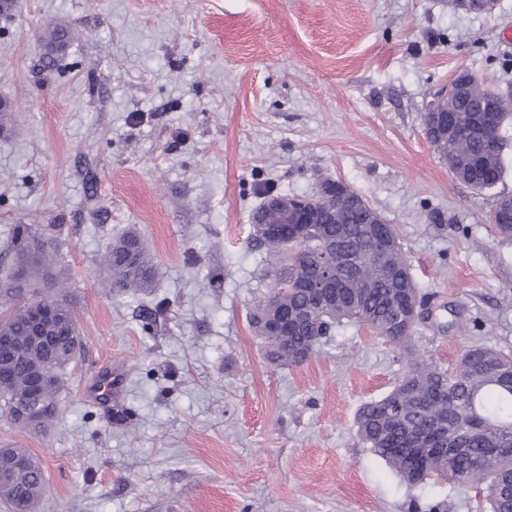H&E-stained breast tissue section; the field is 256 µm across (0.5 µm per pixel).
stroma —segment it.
I'll list each match as a JSON object with an SVG mask.
<instances>
[{
	"instance_id": "1",
	"label": "stroma",
	"mask_w": 512,
	"mask_h": 512,
	"mask_svg": "<svg viewBox=\"0 0 512 512\" xmlns=\"http://www.w3.org/2000/svg\"><path fill=\"white\" fill-rule=\"evenodd\" d=\"M72 38L47 66L44 32ZM461 70L512 91V0H20L0 16V276L17 225L51 224L84 349L53 419L0 420V448L40 462L35 512H479L475 488L402 482L356 434L406 370L354 323L300 365L249 324L268 193L344 182L398 228L430 300L415 347L455 370L512 353V237L491 196L426 139L434 92ZM135 230L150 293L118 294L103 256Z\"/></svg>"
}]
</instances>
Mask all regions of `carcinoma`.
I'll return each instance as SVG.
<instances>
[{
	"label": "carcinoma",
	"mask_w": 512,
	"mask_h": 512,
	"mask_svg": "<svg viewBox=\"0 0 512 512\" xmlns=\"http://www.w3.org/2000/svg\"><path fill=\"white\" fill-rule=\"evenodd\" d=\"M70 37V30L56 27L47 32L45 40L50 49L58 51ZM481 103L479 95L453 103V118L461 125L471 127L474 135L464 140L451 136L438 146V150L444 155L456 156L459 168L466 170L469 180H500L505 171L506 151L512 147V137L506 133L512 119L504 120L494 140H488L480 134L486 123ZM339 214L344 223L326 230L313 226L302 239L291 245L277 237L257 235L258 240L267 246L271 285L268 292L253 303L250 324L264 341L267 357L273 363L293 365L304 362L321 339L344 320L366 327L401 346L412 340L415 326L391 327L394 322L391 295L408 288L414 296H420L396 225H385L389 253L381 259L370 234L372 224L369 223L368 210L361 206L345 205ZM50 229V224L41 229L29 224L16 228L6 250L14 252L18 259L24 284H19L15 272H10L7 281L0 283L3 296L14 294L21 286L36 288L48 279L56 258L55 253L49 250ZM336 233L341 234L346 251V259L338 270L342 286L346 289L345 296L339 301L331 296L325 303L314 306L302 285L316 273L323 254L324 239ZM102 273L112 288L121 293L136 295L152 287L155 264L144 239L136 232H128L112 241L102 262ZM280 279L295 284V288L283 298L275 293ZM51 298L53 295L46 292L0 318V336H9L25 347L22 359L0 358V368L9 372L0 388L1 418L9 401L27 395L28 366L46 358L43 348L29 340L26 309L41 299ZM301 309L313 311V318L319 322L323 332L317 334L302 329L281 335L269 327L271 313L286 315ZM82 345L83 339L77 335L69 347L60 350L53 358L55 383L44 396L40 423L53 417L62 387V371L75 359V347ZM501 371L512 372V354L490 347L472 346L465 349L458 361V372L453 375L416 357L411 351L407 370L394 388L382 398L368 402L359 409L355 420L357 435L405 483L415 485L420 475L412 466L415 455L413 439L429 433L436 424L453 435L462 431L468 420V414H464L463 410H469V414L481 419L484 430L466 438L465 452L446 459L440 456L428 458L425 478L471 484L487 504L486 512H507L512 504L501 501L494 491L501 478L512 474V388L508 389L500 383L497 373ZM445 389L448 390L447 401L438 406L429 404V394ZM400 400L407 405V412L401 423L391 426L385 422L384 412ZM486 448H499L501 452L489 456L484 452ZM0 453L23 456L29 462L27 469L14 480L0 481V500L12 506L21 492L29 508H34L46 492L40 464L25 448H1Z\"/></svg>",
	"instance_id": "cac0c4a2"
}]
</instances>
